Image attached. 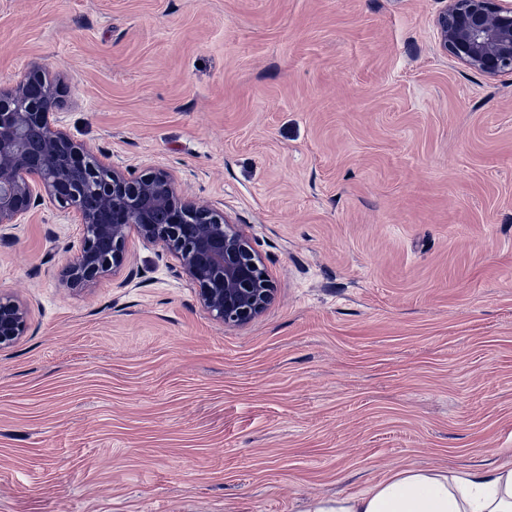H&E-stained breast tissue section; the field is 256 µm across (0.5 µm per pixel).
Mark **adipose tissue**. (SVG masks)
Listing matches in <instances>:
<instances>
[{
  "label": "adipose tissue",
  "instance_id": "obj_1",
  "mask_svg": "<svg viewBox=\"0 0 512 512\" xmlns=\"http://www.w3.org/2000/svg\"><path fill=\"white\" fill-rule=\"evenodd\" d=\"M307 512H512V463L466 472L407 467L365 491L316 498Z\"/></svg>",
  "mask_w": 512,
  "mask_h": 512
}]
</instances>
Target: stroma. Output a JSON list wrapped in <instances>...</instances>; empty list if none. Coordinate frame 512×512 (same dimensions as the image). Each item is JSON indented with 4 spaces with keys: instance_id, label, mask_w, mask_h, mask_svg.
<instances>
[{
    "instance_id": "35a3bbf8",
    "label": "stroma",
    "mask_w": 512,
    "mask_h": 512,
    "mask_svg": "<svg viewBox=\"0 0 512 512\" xmlns=\"http://www.w3.org/2000/svg\"><path fill=\"white\" fill-rule=\"evenodd\" d=\"M448 0H0V89L223 211L277 293L224 327L151 244L71 290L53 202L0 239V512H305L393 471L512 462V74ZM440 47L488 77L512 73V1L448 0L438 16ZM28 329V308L15 296L0 294V350L25 336Z\"/></svg>"
}]
</instances>
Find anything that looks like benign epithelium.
Returning a JSON list of instances; mask_svg holds the SVG:
<instances>
[{"instance_id":"1","label":"benign epithelium","mask_w":512,"mask_h":512,"mask_svg":"<svg viewBox=\"0 0 512 512\" xmlns=\"http://www.w3.org/2000/svg\"><path fill=\"white\" fill-rule=\"evenodd\" d=\"M436 24L440 47L458 64L493 78L512 73V0H448ZM33 85L41 86L36 95ZM59 103L37 71L0 90V228L20 223L47 199L83 226L62 272L67 286L91 289L119 269L134 232L198 285L200 305L224 326L259 318L276 288L249 239L223 213L177 195L168 173L131 177L95 158L51 123ZM31 129L41 134L36 148L26 140ZM27 329L26 303L1 293L0 350Z\"/></svg>"}]
</instances>
